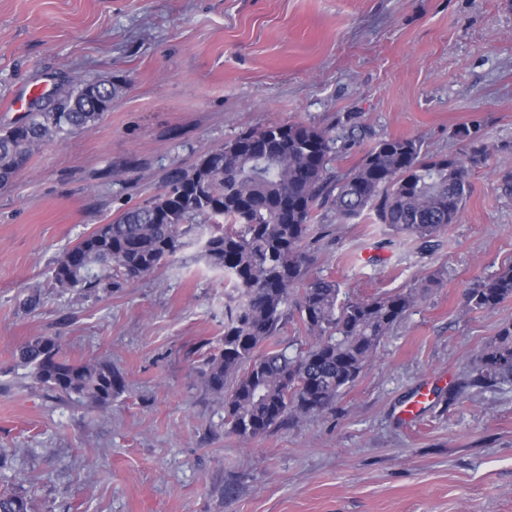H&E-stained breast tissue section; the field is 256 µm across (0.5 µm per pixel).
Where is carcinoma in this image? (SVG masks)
<instances>
[{
    "mask_svg": "<svg viewBox=\"0 0 512 512\" xmlns=\"http://www.w3.org/2000/svg\"><path fill=\"white\" fill-rule=\"evenodd\" d=\"M119 81L64 80L48 106L0 129V186L47 140L101 122L120 97ZM459 154L424 155L416 138L376 142L345 173L332 175L337 152L329 131L303 122L248 129L169 170L162 190L123 209L66 250L53 268L63 291L144 278L193 243L197 230L207 264L231 288L224 336L206 354L200 374L224 399V421L245 440L285 421L316 415L352 386L385 336L416 297L395 293L352 300L330 276H310L306 240L318 210L339 224L374 215L393 233L432 242L456 223L469 190V167L487 160L489 146L467 125L456 131ZM512 298V267L469 289L467 305L493 310ZM298 315L310 343L291 354L272 343ZM17 364L43 389L91 409H106L123 391L120 370L105 360L75 361L61 342L32 336ZM471 385L512 384V322L501 326L475 363ZM0 512H34L28 492L0 486Z\"/></svg>",
    "mask_w": 512,
    "mask_h": 512,
    "instance_id": "obj_1",
    "label": "carcinoma"
}]
</instances>
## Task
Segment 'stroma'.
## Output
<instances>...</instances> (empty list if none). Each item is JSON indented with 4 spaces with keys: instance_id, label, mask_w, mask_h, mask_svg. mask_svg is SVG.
<instances>
[{
    "instance_id": "stroma-1",
    "label": "stroma",
    "mask_w": 512,
    "mask_h": 512,
    "mask_svg": "<svg viewBox=\"0 0 512 512\" xmlns=\"http://www.w3.org/2000/svg\"><path fill=\"white\" fill-rule=\"evenodd\" d=\"M68 77L127 89L0 190V485L23 486L36 512H512V386L465 383L512 322V299L466 305L512 264V0H0V127L24 116L14 99ZM292 121L365 128L340 174L389 137L458 152L462 124L490 152L434 247L320 211L312 273L416 302L332 408L245 441L199 373L228 294L199 246L109 290L59 293L51 269L167 170ZM36 335L111 361L123 392L100 411L42 389L16 364ZM422 390L425 412L405 421Z\"/></svg>"
}]
</instances>
